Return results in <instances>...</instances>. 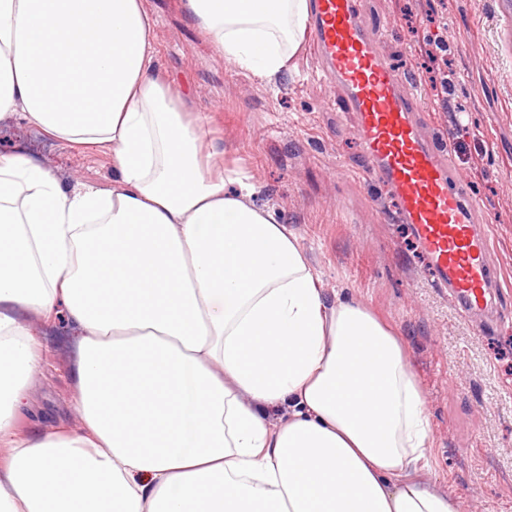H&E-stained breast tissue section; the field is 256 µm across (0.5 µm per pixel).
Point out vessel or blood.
<instances>
[{
  "mask_svg": "<svg viewBox=\"0 0 512 512\" xmlns=\"http://www.w3.org/2000/svg\"><path fill=\"white\" fill-rule=\"evenodd\" d=\"M310 38L325 77L357 116L365 181L388 185L437 287L465 316L492 307L489 225L422 136L411 82L386 62L354 0H313Z\"/></svg>",
  "mask_w": 512,
  "mask_h": 512,
  "instance_id": "obj_1",
  "label": "vessel or blood"
}]
</instances>
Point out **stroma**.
I'll return each mask as SVG.
<instances>
[{"label":"stroma","instance_id":"1","mask_svg":"<svg viewBox=\"0 0 512 512\" xmlns=\"http://www.w3.org/2000/svg\"><path fill=\"white\" fill-rule=\"evenodd\" d=\"M154 21V66L205 116V142L249 172L259 202L294 230L329 298H355L402 336L424 391L435 444L421 481L455 493L462 512H512V0H357L359 19L388 63L416 83L425 139L464 181L489 225L502 286V317H462L435 288L396 203L364 182L356 114L322 80L303 44L274 84L240 74L218 56L184 0H145ZM448 46L453 111L426 93L422 36ZM23 148L64 182L111 188V160L57 144L15 119L0 124V152ZM42 344L22 428L77 425L71 406L76 327L31 318Z\"/></svg>","mask_w":512,"mask_h":512}]
</instances>
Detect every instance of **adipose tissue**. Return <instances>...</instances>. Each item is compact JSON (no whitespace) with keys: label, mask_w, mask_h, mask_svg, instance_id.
Returning <instances> with one entry per match:
<instances>
[{"label":"adipose tissue","mask_w":512,"mask_h":512,"mask_svg":"<svg viewBox=\"0 0 512 512\" xmlns=\"http://www.w3.org/2000/svg\"><path fill=\"white\" fill-rule=\"evenodd\" d=\"M186 8L269 83L309 17L308 0ZM152 54L143 0H0V121L118 174L68 186L0 155V512H461L418 479L434 438L402 338L326 297ZM61 308L81 332L79 425L22 431L40 363L27 320Z\"/></svg>","instance_id":"ef3b65f1"}]
</instances>
